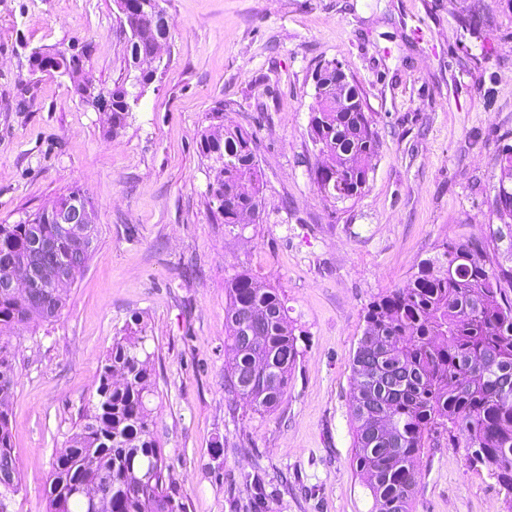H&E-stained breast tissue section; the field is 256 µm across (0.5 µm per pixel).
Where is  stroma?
<instances>
[{
	"label": "stroma",
	"mask_w": 512,
	"mask_h": 512,
	"mask_svg": "<svg viewBox=\"0 0 512 512\" xmlns=\"http://www.w3.org/2000/svg\"><path fill=\"white\" fill-rule=\"evenodd\" d=\"M488 5L472 33L461 20ZM173 24L163 73L123 128L69 77L29 74L37 47L80 55L100 86L133 68L116 0H0V224L78 187L98 235L55 322L11 336L9 398L22 489L9 512H46L44 487L132 314L156 373L155 431L186 512H372L353 464L351 363L363 310L406 284L445 241H483L512 266L484 202L512 145V10L504 0H160ZM342 65L380 144L365 192L331 203L314 184L315 72ZM225 122L255 134L260 223L224 230L200 138ZM279 289L300 330L279 407L224 388V280ZM413 512H505V492L447 437L417 460ZM265 499L254 510L251 488Z\"/></svg>",
	"instance_id": "stroma-1"
}]
</instances>
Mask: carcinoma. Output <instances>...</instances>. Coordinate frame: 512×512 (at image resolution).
I'll use <instances>...</instances> for the list:
<instances>
[{
	"label": "carcinoma",
	"mask_w": 512,
	"mask_h": 512,
	"mask_svg": "<svg viewBox=\"0 0 512 512\" xmlns=\"http://www.w3.org/2000/svg\"><path fill=\"white\" fill-rule=\"evenodd\" d=\"M120 16L135 18L127 53L151 55L159 28V0H119ZM490 21L488 8L462 19L472 30ZM73 80L91 108H112V130L126 124L145 89L128 76L112 88L84 96L87 82L75 79L80 61L62 50L31 54ZM308 135L321 156L314 183L325 200L345 201L368 185L379 136L372 117L336 103L331 64L316 73ZM212 161L210 191L229 233L243 234L242 217L262 212L263 188L254 134L241 126L214 127L201 136ZM490 212L512 227V187L499 184ZM53 243L47 251L43 241ZM35 259L43 266H79L90 261L72 240L61 237L44 212L0 224V272ZM512 268L493 266L475 239L446 241L420 260L410 283L374 298L363 313L364 329L352 358L351 416L354 461L375 512H412L421 482L416 459L432 440L446 435L465 458L484 467L506 491L512 510V301L501 283ZM228 300L227 343L233 353L224 387L256 412L279 406L299 357L297 327L277 289L245 271L224 280ZM67 289L37 285L24 296L0 288V392L11 391L17 371L10 336L32 323L52 322L66 308ZM145 325L137 313L124 335L113 338L101 366L95 398L54 453L47 486V512H86L78 489L95 493L101 512H185L163 448L156 437L151 398L157 383L146 351ZM22 488L12 453L9 412L0 405V512Z\"/></svg>",
	"instance_id": "carcinoma-1"
}]
</instances>
